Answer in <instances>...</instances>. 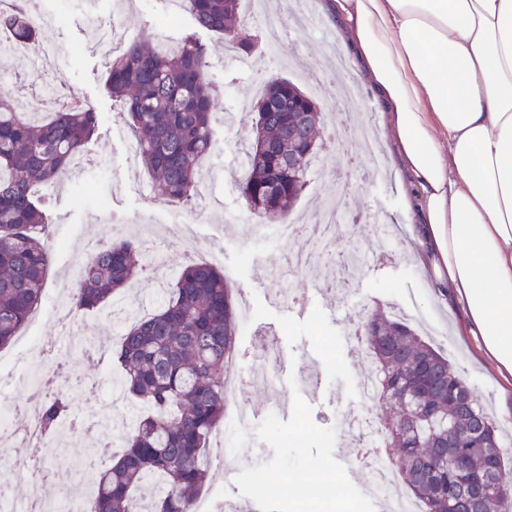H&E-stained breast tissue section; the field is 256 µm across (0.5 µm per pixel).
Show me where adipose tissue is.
I'll return each instance as SVG.
<instances>
[{"instance_id":"obj_1","label":"adipose tissue","mask_w":512,"mask_h":512,"mask_svg":"<svg viewBox=\"0 0 512 512\" xmlns=\"http://www.w3.org/2000/svg\"><path fill=\"white\" fill-rule=\"evenodd\" d=\"M388 107L433 271L512 376V0H330Z\"/></svg>"}]
</instances>
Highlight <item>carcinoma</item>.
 Here are the masks:
<instances>
[{"label":"carcinoma","mask_w":512,"mask_h":512,"mask_svg":"<svg viewBox=\"0 0 512 512\" xmlns=\"http://www.w3.org/2000/svg\"><path fill=\"white\" fill-rule=\"evenodd\" d=\"M194 30L168 49L134 39L112 56L105 87L129 118L135 156L169 201L193 206L202 161L217 146L215 98L208 77L213 33L240 55L254 53L256 30L231 25L237 0H181ZM26 43L40 41L22 9H0V30ZM306 94L293 83L265 88L254 108L241 193L267 220L287 216L306 184L316 153L319 108L302 110ZM98 128L87 104L60 103L47 122L24 116L0 97V349L8 346L41 305L52 262L47 204L36 188L58 183L84 154ZM139 243L128 236L92 253L81 266L71 297L76 311L98 308L133 282L141 266ZM231 281L208 263L183 267L161 306L132 321L118 348L120 387L145 406L126 435L125 451L97 471L92 512H192L205 486L203 454L224 423V357L235 347ZM359 336L375 369L377 393L386 384L418 388L434 422L399 412L386 428L408 490L426 512H508L512 458L503 452L496 424L480 406L448 355L423 340L407 321L380 309ZM71 412L61 388L45 396L39 425L54 434ZM456 426L448 437L445 422Z\"/></svg>","instance_id":"obj_1"}]
</instances>
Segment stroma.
<instances>
[{
  "instance_id": "1",
  "label": "stroma",
  "mask_w": 512,
  "mask_h": 512,
  "mask_svg": "<svg viewBox=\"0 0 512 512\" xmlns=\"http://www.w3.org/2000/svg\"><path fill=\"white\" fill-rule=\"evenodd\" d=\"M42 8L52 19L42 33L60 47L54 71L67 90L86 99L99 116L98 131L88 146L93 165L64 188L45 195L51 233L60 243L41 303L50 311L57 300L70 297L78 285L81 264L94 249L108 246L122 231L133 237L147 229L164 232L187 214L157 195L146 172H139L137 181H128L127 169L135 162L132 135L125 114L105 88L108 55L91 48V25L116 19L129 37L174 46L189 30L191 17L176 0H44ZM330 27L332 37L324 46L316 44V29L302 28L287 41L259 47L244 65L225 60L218 36L208 39L216 111H238L243 131L232 135L223 122L215 124L219 147L202 163L210 179L196 202L192 247L202 262L224 270L234 288L236 307L248 312L239 321V351L251 348L255 330L265 328L270 332L269 345L283 355L276 369L279 402H272L263 388H248L240 395L247 426L236 431L235 444L247 449L248 456L237 467L233 483H225L219 468L223 433L214 434L210 441L205 453L209 468L205 490L213 512H224L229 504L256 506L260 512H299L297 503L281 494L279 487L304 465L315 469L317 477L332 480L335 488L349 491L348 512H380L378 503L365 492V475L348 466L345 457L353 443L348 433L353 412L366 409L378 420L384 405L378 400L363 401L357 380L364 360L346 346L343 334L351 319L379 307L409 306L414 328L461 370L475 396L498 421L504 444L512 446V383L500 375L474 337L458 334L466 319L464 308L436 280L422 236L407 231L408 226L419 224L420 217L410 176L387 128L386 104L346 28L335 21ZM340 66L354 81L358 101L351 118H337V136L349 144L356 126L370 127L382 167L375 174L365 164L350 166L345 157L327 158L336 181L307 185L291 216L310 218L335 205L341 215L336 245L317 258L315 267L285 283L279 273L287 269L291 252L277 243L273 223L246 206L236 160L247 147L245 130L255 118L251 103L268 77H285L304 89L311 72L324 69L323 93L317 98L324 108L337 93L333 80ZM50 74L35 72L25 58L16 57L10 76L0 78V91L20 99L40 95L46 97L48 109H55L60 95L47 90ZM141 260L147 273L125 288L122 298L136 309L151 312L170 280L152 273L151 254L142 253ZM52 325L48 317L27 327L32 342L25 362L15 368L22 380L0 390L7 402L23 403L28 393L24 378L43 366L37 339ZM67 373L76 415L117 421L133 417V406L116 387L121 369L112 359H75ZM107 437L99 429L88 435L62 431L53 437L36 464L41 496L48 500L59 496L55 478L60 470L70 474L74 485H83L78 451L100 445ZM108 438L113 451L124 448L122 432Z\"/></svg>"
}]
</instances>
